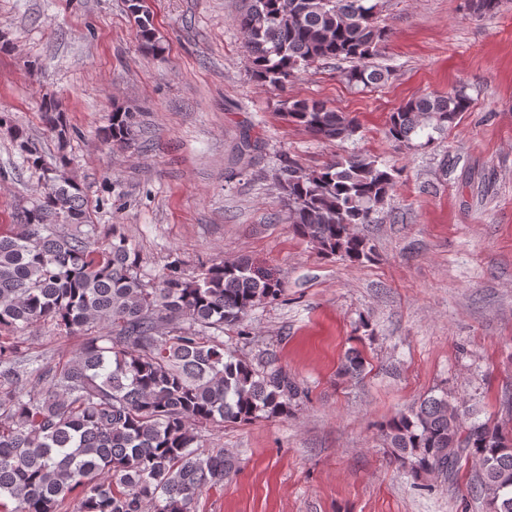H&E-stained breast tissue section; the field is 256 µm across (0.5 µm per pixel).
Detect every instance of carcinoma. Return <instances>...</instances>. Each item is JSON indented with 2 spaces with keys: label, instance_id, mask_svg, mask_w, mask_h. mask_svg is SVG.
<instances>
[{
  "label": "carcinoma",
  "instance_id": "cac0c4a2",
  "mask_svg": "<svg viewBox=\"0 0 512 512\" xmlns=\"http://www.w3.org/2000/svg\"><path fill=\"white\" fill-rule=\"evenodd\" d=\"M500 2L468 5L490 17ZM376 9L372 0H249L235 23L258 82L285 90L299 71L335 60L353 63L347 83L368 87L384 79L370 62L388 37ZM128 10L141 46L158 50L145 0H129ZM470 105L462 90L411 99L390 113L386 136L408 146L428 128L454 125ZM44 117L66 142L70 129L54 104ZM283 117L319 141H350L360 130L356 117L314 99L285 102ZM0 126L44 181L39 201L0 231V512H196L202 492L223 486L235 465L221 451L198 452V430L286 417L303 396L288 372L258 371L206 335L275 299L277 281L244 258L192 278L174 260L145 279L122 225L98 239L66 160L44 165L9 113L0 112ZM136 127L135 113L117 110L102 137L129 146ZM396 175L375 156L350 153L308 170L286 158L276 181L294 232L359 261L371 246L356 228L373 222ZM41 323L88 339L68 359L34 368L16 333ZM364 370L362 352L349 350L342 374L356 379ZM386 437L416 476L452 481L462 460L477 459L494 512H512V438L448 393L393 418Z\"/></svg>",
  "mask_w": 512,
  "mask_h": 512
}]
</instances>
